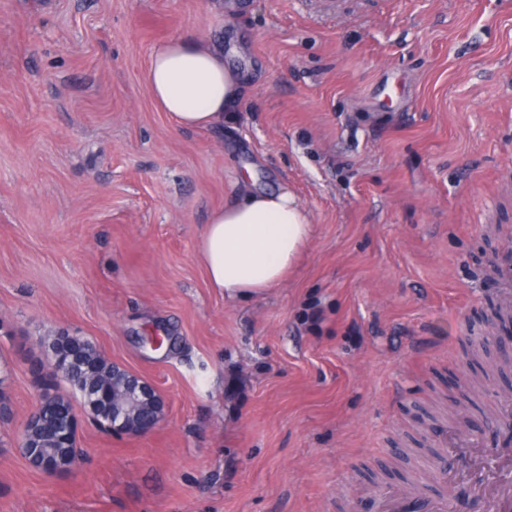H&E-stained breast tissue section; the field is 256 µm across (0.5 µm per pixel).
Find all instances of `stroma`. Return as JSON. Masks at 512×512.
<instances>
[{
    "label": "stroma",
    "instance_id": "1",
    "mask_svg": "<svg viewBox=\"0 0 512 512\" xmlns=\"http://www.w3.org/2000/svg\"><path fill=\"white\" fill-rule=\"evenodd\" d=\"M221 47L235 121L178 129L152 53ZM314 236L280 287L227 299L197 252L245 166ZM512 236V0H0V512H373L468 443L456 512L512 483V328L484 272ZM75 333L154 385L145 434L78 410V468L21 449L41 341ZM163 338L162 347L150 337Z\"/></svg>",
    "mask_w": 512,
    "mask_h": 512
}]
</instances>
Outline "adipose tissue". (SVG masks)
Instances as JSON below:
<instances>
[{"label": "adipose tissue", "instance_id": "ef3b65f1", "mask_svg": "<svg viewBox=\"0 0 512 512\" xmlns=\"http://www.w3.org/2000/svg\"><path fill=\"white\" fill-rule=\"evenodd\" d=\"M146 82L157 106L181 128L223 126L241 97V84L222 49L191 37L170 40L149 62ZM213 211L198 239L208 283L234 299L273 288L295 266L314 234L309 211L294 192L255 188Z\"/></svg>", "mask_w": 512, "mask_h": 512}]
</instances>
